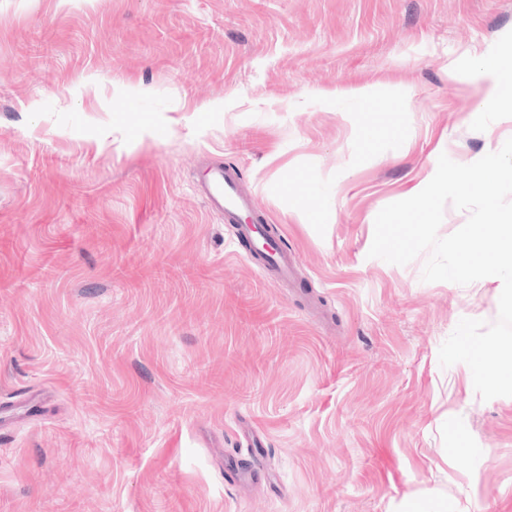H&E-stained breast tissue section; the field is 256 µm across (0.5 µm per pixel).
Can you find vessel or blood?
<instances>
[{
    "label": "vessel or blood",
    "mask_w": 512,
    "mask_h": 512,
    "mask_svg": "<svg viewBox=\"0 0 512 512\" xmlns=\"http://www.w3.org/2000/svg\"><path fill=\"white\" fill-rule=\"evenodd\" d=\"M201 195L211 211L224 215L225 223L235 225L240 241L252 243L258 240L260 228L256 222H241L242 214H254L255 207L251 199L241 194L237 187V176L222 164H214L206 174ZM267 259L259 267L264 276H275L285 280L291 277L293 261L280 244L275 241L265 243Z\"/></svg>",
    "instance_id": "obj_1"
}]
</instances>
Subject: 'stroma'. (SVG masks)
Here are the masks:
<instances>
[{
	"instance_id": "35a3bbf8",
	"label": "stroma",
	"mask_w": 512,
	"mask_h": 512,
	"mask_svg": "<svg viewBox=\"0 0 512 512\" xmlns=\"http://www.w3.org/2000/svg\"><path fill=\"white\" fill-rule=\"evenodd\" d=\"M511 39L512 0H0V512H512V397L438 358L500 288L368 255L512 138L469 78ZM200 192L211 211L223 213L225 223L235 224L240 241L252 245L259 239L260 223L251 220L243 224L239 220L243 212L253 215L258 221L260 219L252 200L239 192L237 176L233 170L224 168L220 163L213 164L206 174ZM263 245L268 259L262 265H258L260 274L263 276L272 275L281 280H288L293 272V261L288 256V253L281 248L276 240L268 243L264 241Z\"/></svg>"
}]
</instances>
